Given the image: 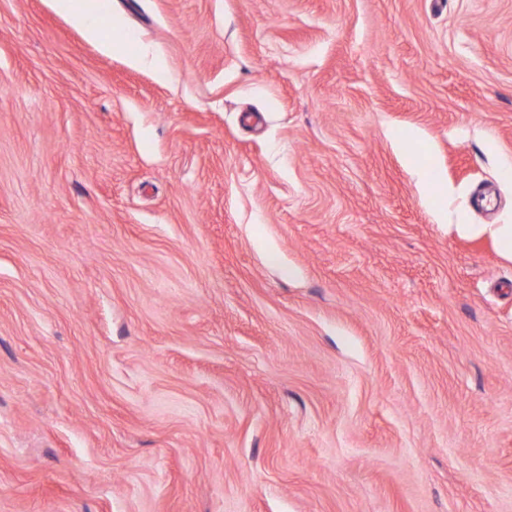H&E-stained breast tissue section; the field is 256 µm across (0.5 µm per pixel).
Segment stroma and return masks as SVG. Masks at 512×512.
Here are the masks:
<instances>
[{"label": "stroma", "instance_id": "stroma-1", "mask_svg": "<svg viewBox=\"0 0 512 512\" xmlns=\"http://www.w3.org/2000/svg\"><path fill=\"white\" fill-rule=\"evenodd\" d=\"M103 3L0 0V512H512V0ZM60 6L68 10L74 20L82 25L91 35L97 36L98 16L97 6L93 3L77 5L76 2H98V1H74L58 0ZM478 227L473 224H461L457 229L463 233H489L494 236L502 251L512 257V225L511 224H488Z\"/></svg>", "mask_w": 512, "mask_h": 512}]
</instances>
